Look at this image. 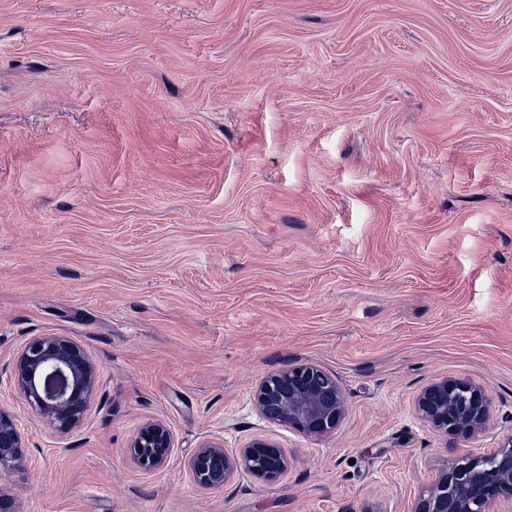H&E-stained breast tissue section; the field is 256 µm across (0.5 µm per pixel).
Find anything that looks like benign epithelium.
Listing matches in <instances>:
<instances>
[{"label":"benign epithelium","mask_w":512,"mask_h":512,"mask_svg":"<svg viewBox=\"0 0 512 512\" xmlns=\"http://www.w3.org/2000/svg\"><path fill=\"white\" fill-rule=\"evenodd\" d=\"M14 385L36 416L68 434L80 424L98 386L90 358L65 336H34L19 352L11 371ZM267 419L306 436L333 434L346 414L336 381L313 364L290 367L266 377L254 394ZM490 402L469 381L438 379L416 396L415 411L445 437L469 439L485 432ZM173 436L160 420L144 423L130 444L131 458L145 472L162 468L173 452ZM23 445L15 419L0 409V470L23 465ZM193 481L220 489L243 471L276 484L289 468L288 454L275 441L255 438L232 452L218 443L199 447L187 463ZM512 502V433L498 450L475 456L460 452L417 503L415 512H488L496 501Z\"/></svg>","instance_id":"7a95c632"}]
</instances>
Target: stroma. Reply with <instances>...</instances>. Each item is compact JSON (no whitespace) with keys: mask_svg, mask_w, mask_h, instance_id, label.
<instances>
[{"mask_svg":"<svg viewBox=\"0 0 512 512\" xmlns=\"http://www.w3.org/2000/svg\"><path fill=\"white\" fill-rule=\"evenodd\" d=\"M35 336L96 367L59 434L10 382ZM312 363L346 415L265 419ZM482 387L512 433V0H0V408L17 512H414L456 440L414 400ZM168 463L128 454L146 421ZM277 484L191 480L205 441ZM254 402L267 419L314 438L333 434L346 414L341 388L313 364L266 377L254 394ZM21 434L15 419L0 409V470L20 468L24 462ZM173 436L160 420L144 423L130 444L131 458L145 472L162 468L173 452ZM289 464L287 452L278 443L268 438H255L232 452L224 445L206 443L190 457L187 468L199 486L220 489L240 471L264 484H276Z\"/></svg>","mask_w":512,"mask_h":512,"instance_id":"1","label":"stroma"}]
</instances>
